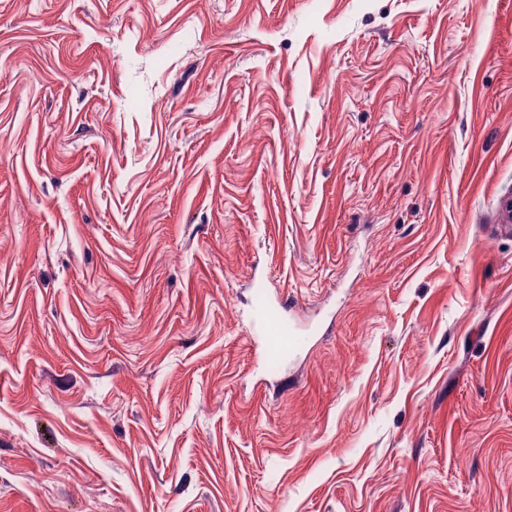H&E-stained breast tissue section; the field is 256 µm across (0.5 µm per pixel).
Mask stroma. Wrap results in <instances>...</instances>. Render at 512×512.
I'll use <instances>...</instances> for the list:
<instances>
[{
    "instance_id": "35a3bbf8",
    "label": "stroma",
    "mask_w": 512,
    "mask_h": 512,
    "mask_svg": "<svg viewBox=\"0 0 512 512\" xmlns=\"http://www.w3.org/2000/svg\"><path fill=\"white\" fill-rule=\"evenodd\" d=\"M509 202L512 0H0V512H512ZM253 321L261 334V345L269 355L286 356L300 351L305 346L307 334L283 318L274 317L272 306L267 302L255 307Z\"/></svg>"
}]
</instances>
